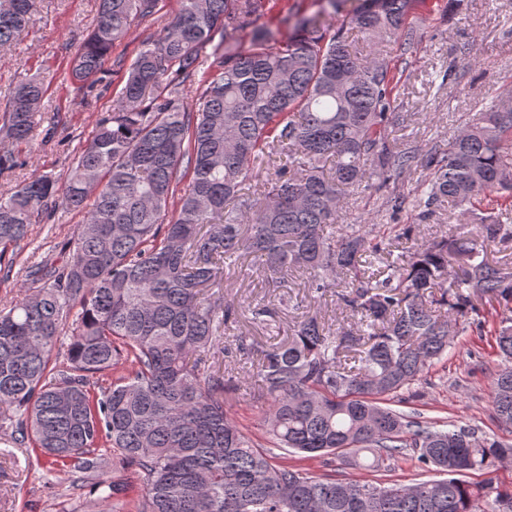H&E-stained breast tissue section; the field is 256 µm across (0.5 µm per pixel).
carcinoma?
<instances>
[{"label":"carcinoma","instance_id":"obj_1","mask_svg":"<svg viewBox=\"0 0 512 512\" xmlns=\"http://www.w3.org/2000/svg\"><path fill=\"white\" fill-rule=\"evenodd\" d=\"M274 2L181 0L177 17L142 42L117 110L67 171L0 194L4 249L27 238L50 202L86 211L66 259L35 270L0 310V427L70 473L73 490L94 487L98 512H512V489L460 479L494 472L511 445L390 407L462 325L484 331L487 305L501 360L493 413L512 427V271L486 252L512 243V105L474 113L445 149L395 150L386 132L403 119L392 111L398 63L424 0H361L334 29L302 17L284 38L257 24ZM158 3L100 0L66 79H97ZM32 17L33 0H0V47ZM350 29L368 53L348 41ZM245 30L247 51L236 38ZM208 49L190 107L182 84ZM44 94L34 74L13 86L0 114V173L25 166L18 146L40 124ZM263 167L271 183L260 198L252 181ZM417 167L429 174L417 219L446 202L480 216L477 235L420 243L418 224L341 223L350 192ZM243 256L277 288L300 274L313 293L340 289L350 318L334 331L305 316L267 348L238 339L240 353L257 357L250 395L272 447L356 463L366 453L373 469L410 452L445 478L315 479L275 463L228 417L224 394L240 380L207 354L229 317L226 271ZM105 448L135 468L136 482L104 477Z\"/></svg>","mask_w":512,"mask_h":512}]
</instances>
